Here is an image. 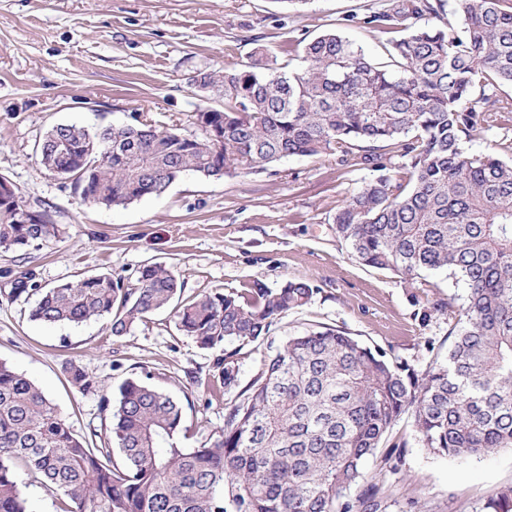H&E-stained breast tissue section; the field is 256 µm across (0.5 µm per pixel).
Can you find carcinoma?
I'll use <instances>...</instances> for the list:
<instances>
[{
    "label": "carcinoma",
    "instance_id": "1",
    "mask_svg": "<svg viewBox=\"0 0 512 512\" xmlns=\"http://www.w3.org/2000/svg\"><path fill=\"white\" fill-rule=\"evenodd\" d=\"M444 0H378L360 19L388 36L376 63L340 29L300 50L290 71L263 48L242 69L202 72L224 109L197 113V130L139 116L91 133L58 124L38 141L46 169L65 171L83 199L126 207L163 194L182 174L208 178L263 168L284 157L336 156L370 181L336 206V237L359 263L406 281L445 271L465 299L440 301L422 319L448 316L447 357L418 369L348 332L320 326L276 345L239 388V355L273 344L272 326L309 304L307 280L205 293L176 302L183 284L161 264L134 281L97 274L41 290L30 317L42 323L105 320L114 336L173 308L176 328L202 350L235 341L217 359L224 426L184 443L181 404L126 379L100 396L101 424L77 432L25 374L0 361V512H29L14 465L23 463L61 512H386L365 464L409 414L425 448L450 458L512 451V162L464 148L512 124V0H454L458 26L427 24ZM0 188V251L40 248L62 225ZM134 287H128V284ZM70 383H96L75 364ZM484 512H512V486Z\"/></svg>",
    "mask_w": 512,
    "mask_h": 512
}]
</instances>
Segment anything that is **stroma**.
<instances>
[{
  "label": "stroma",
  "mask_w": 512,
  "mask_h": 512,
  "mask_svg": "<svg viewBox=\"0 0 512 512\" xmlns=\"http://www.w3.org/2000/svg\"><path fill=\"white\" fill-rule=\"evenodd\" d=\"M372 0H0V175L31 207L63 225L62 239L0 253V360L33 379L81 433L100 423V389L162 374V387L184 406L187 443L200 445L224 425L223 393L212 388L217 350H202L176 329L170 311L112 336L106 321L81 325L31 320L39 291L82 277H131L143 265L172 269L185 297L307 280L318 292L275 326L276 339L313 325L348 331L369 346L426 368L448 352V321L420 313L464 289L447 273L416 283L358 263L333 231L336 204L373 177L342 173L332 155L288 156L267 170L221 179L186 173L165 193L124 208L83 201L39 163L36 144L53 125L96 131L141 114L192 131L196 114L223 106L201 88L202 71L241 68L257 46L297 69L289 42L340 27L378 62L384 35L347 22ZM27 271L31 289L11 297L8 271ZM78 365L97 382L80 393L65 369ZM398 466L379 448L365 469L383 484L386 512H482L494 490L512 485V452L451 459L423 447L410 419L389 436Z\"/></svg>",
  "instance_id": "35a3bbf8"
}]
</instances>
